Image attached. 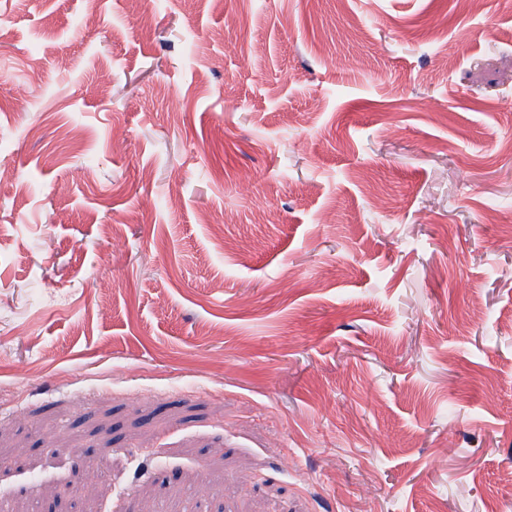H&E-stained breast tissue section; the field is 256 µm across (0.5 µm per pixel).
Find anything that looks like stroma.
Returning a JSON list of instances; mask_svg holds the SVG:
<instances>
[{"label": "stroma", "instance_id": "stroma-1", "mask_svg": "<svg viewBox=\"0 0 512 512\" xmlns=\"http://www.w3.org/2000/svg\"><path fill=\"white\" fill-rule=\"evenodd\" d=\"M0 512H512V0H0Z\"/></svg>", "mask_w": 512, "mask_h": 512}]
</instances>
